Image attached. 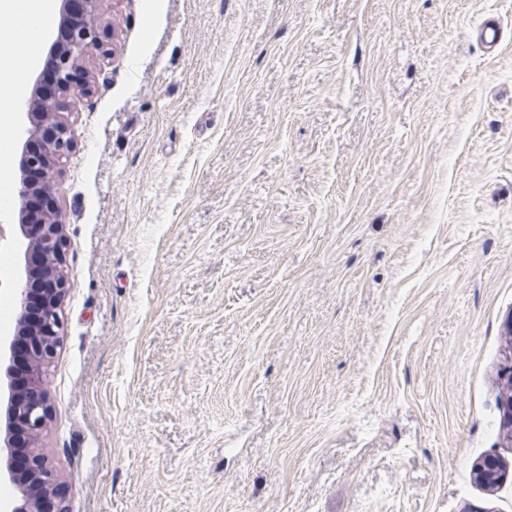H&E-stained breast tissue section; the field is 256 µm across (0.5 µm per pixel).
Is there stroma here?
I'll use <instances>...</instances> for the list:
<instances>
[{
  "label": "stroma",
  "mask_w": 512,
  "mask_h": 512,
  "mask_svg": "<svg viewBox=\"0 0 512 512\" xmlns=\"http://www.w3.org/2000/svg\"><path fill=\"white\" fill-rule=\"evenodd\" d=\"M99 22L56 178L68 512H512V0ZM505 392L501 398L502 424L508 430L512 440V366L508 365L502 372ZM504 467L498 456H488L475 466V475L482 485L486 488H492L497 486L504 478Z\"/></svg>",
  "instance_id": "obj_1"
}]
</instances>
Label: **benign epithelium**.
<instances>
[{"label": "benign epithelium", "instance_id": "obj_1", "mask_svg": "<svg viewBox=\"0 0 512 512\" xmlns=\"http://www.w3.org/2000/svg\"><path fill=\"white\" fill-rule=\"evenodd\" d=\"M100 2L60 0L59 19L66 36L50 45L39 66L41 71L52 72L55 93L43 96L41 75H36L19 139L18 204L13 220L24 247V272H29V256L36 253L42 262V288L40 314L29 319L27 281L16 280L15 302L20 321L9 337L0 338V483L6 481L16 490L6 512H66L55 471L38 446L51 409L46 366L64 340L61 305L67 286L66 240L55 177L62 159L74 147L63 114L70 103L92 93L84 59L91 49L102 45L98 27ZM32 168L43 172L38 185L27 179ZM33 194L42 200V210L37 215L27 208V199ZM502 381V424L512 438L511 365L502 372ZM503 470L502 460L492 455L475 466V475L482 485L492 488L504 478Z\"/></svg>", "mask_w": 512, "mask_h": 512}]
</instances>
